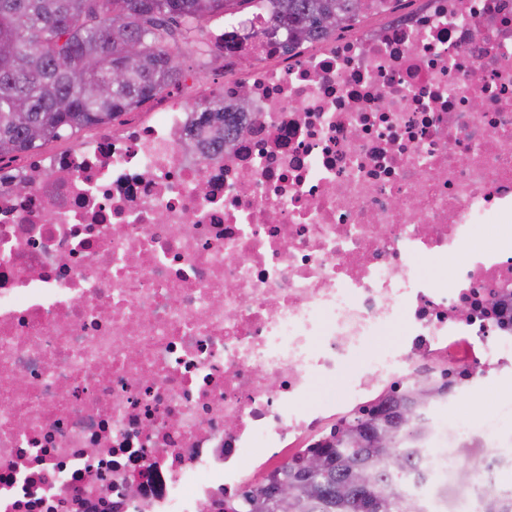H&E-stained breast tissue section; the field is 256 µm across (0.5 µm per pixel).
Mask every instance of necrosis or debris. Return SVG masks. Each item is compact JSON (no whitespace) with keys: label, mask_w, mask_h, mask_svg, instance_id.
Returning <instances> with one entry per match:
<instances>
[{"label":"necrosis or debris","mask_w":512,"mask_h":512,"mask_svg":"<svg viewBox=\"0 0 512 512\" xmlns=\"http://www.w3.org/2000/svg\"><path fill=\"white\" fill-rule=\"evenodd\" d=\"M363 16L291 46L203 25L213 97L243 115L224 149L188 144L193 74L0 158V512H205L417 379L443 390L428 480L443 412L512 379V0ZM351 370L336 377V380L319 379L313 385L312 398L322 400L328 397H340L343 395L349 382Z\"/></svg>","instance_id":"obj_1"}]
</instances>
